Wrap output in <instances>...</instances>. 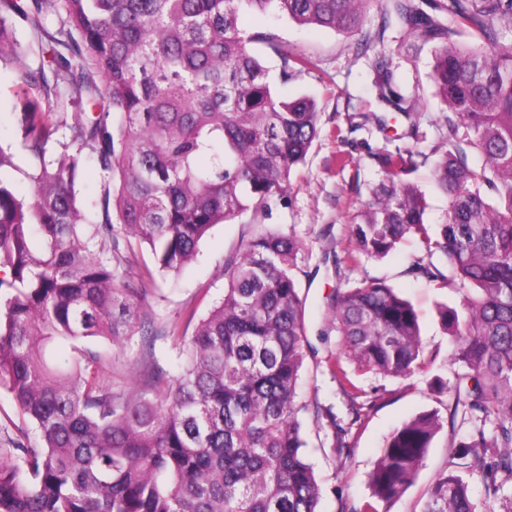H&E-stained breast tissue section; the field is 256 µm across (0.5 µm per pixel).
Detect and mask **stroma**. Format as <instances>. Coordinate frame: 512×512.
I'll use <instances>...</instances> for the list:
<instances>
[{
	"label": "stroma",
	"mask_w": 512,
	"mask_h": 512,
	"mask_svg": "<svg viewBox=\"0 0 512 512\" xmlns=\"http://www.w3.org/2000/svg\"><path fill=\"white\" fill-rule=\"evenodd\" d=\"M250 31L277 32L294 52L309 60L307 69L291 77L285 89L308 95L317 104L319 134L304 164L291 175L288 194L265 213L247 212L215 225L201 241L196 258L178 275L147 281L146 301L153 310L157 334L155 361L170 375L179 372L178 350L168 331L189 310L205 314L224 295V261L238 252L257 225L294 233L302 244L295 277L305 301L308 346L299 389L305 406L300 418L308 460L318 481L319 512H349L370 499L368 475L384 438L416 415L439 410L443 427L421 464L413 484L390 506V512H423L436 478L452 466L454 445L469 425L451 417L456 396L448 364V335L436 312L439 303L455 306L460 290L450 278L445 258L427 257L413 239L403 241L384 258L351 260L350 227L373 197L385 173L379 155L410 153L417 167L409 182L424 192L426 221L444 223L448 197L434 179V166L448 143L447 107L436 95L432 71L436 41L408 29L395 16L392 0H369L358 29L339 34L307 28L259 13H248ZM386 60L394 75L400 104L380 100L374 81L376 65ZM33 87L15 84L10 67L0 63V143L20 151L15 118L28 102L38 100ZM446 276V287L428 279ZM377 279L398 288L421 317L425 357L446 386L431 390L428 378L362 376L359 398L347 395L329 371L339 356L341 337L332 320L339 292L362 279ZM335 415L343 427V451L333 449Z\"/></svg>",
	"instance_id": "obj_1"
}]
</instances>
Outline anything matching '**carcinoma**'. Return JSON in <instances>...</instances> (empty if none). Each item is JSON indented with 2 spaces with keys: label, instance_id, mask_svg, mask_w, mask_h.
Returning <instances> with one entry per match:
<instances>
[{
  "label": "carcinoma",
  "instance_id": "cac0c4a2",
  "mask_svg": "<svg viewBox=\"0 0 512 512\" xmlns=\"http://www.w3.org/2000/svg\"><path fill=\"white\" fill-rule=\"evenodd\" d=\"M366 2L0 0V62L46 104L17 117L27 167L0 147V388L34 433L0 447V512H318L299 417L307 337L295 235L262 228L224 262V297L175 337L178 376L135 361L136 385L116 391L105 378L116 356L93 341L123 357L130 319L151 320L144 289L124 275L132 261L146 253L158 272H181L214 225L281 200L317 136L314 99L281 95L253 45L279 57L284 82L309 60L271 30L243 29L242 12L342 31ZM394 9L442 39L433 80L453 117L435 177L448 214L436 230L425 223L426 198L404 179L412 159L386 154L351 238L383 258L412 237L448 260L462 289L438 314L474 432L423 512H481L457 469L488 457L487 491L512 482V0H448L442 17L415 0ZM17 19L32 32L25 49ZM465 32L476 41L459 43ZM31 56L37 65L21 62ZM391 82L379 64V98ZM465 145L481 167L465 162ZM86 148L104 173L88 212L77 190ZM333 316L344 352L331 373L352 397L361 390L345 360L362 374L428 375L420 315L395 288L362 280ZM64 347L70 356L57 355ZM442 427L435 410L391 431L358 512H389Z\"/></svg>",
  "mask_w": 512,
  "mask_h": 512
}]
</instances>
